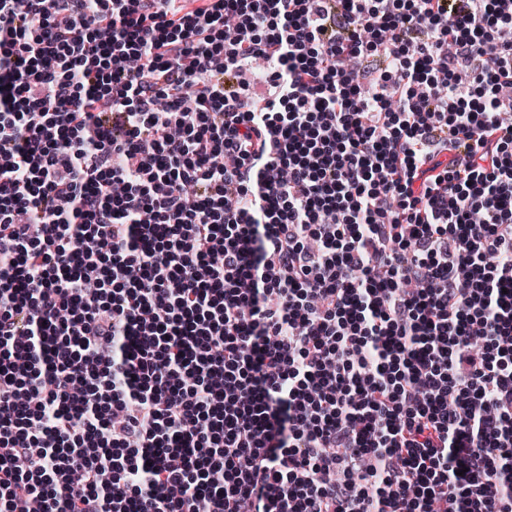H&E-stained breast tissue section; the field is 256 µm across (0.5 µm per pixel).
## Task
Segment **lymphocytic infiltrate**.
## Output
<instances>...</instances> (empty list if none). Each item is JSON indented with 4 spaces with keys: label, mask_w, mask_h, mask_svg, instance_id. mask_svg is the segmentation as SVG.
<instances>
[{
    "label": "lymphocytic infiltrate",
    "mask_w": 512,
    "mask_h": 512,
    "mask_svg": "<svg viewBox=\"0 0 512 512\" xmlns=\"http://www.w3.org/2000/svg\"><path fill=\"white\" fill-rule=\"evenodd\" d=\"M0 512H512V0H0Z\"/></svg>",
    "instance_id": "1"
}]
</instances>
